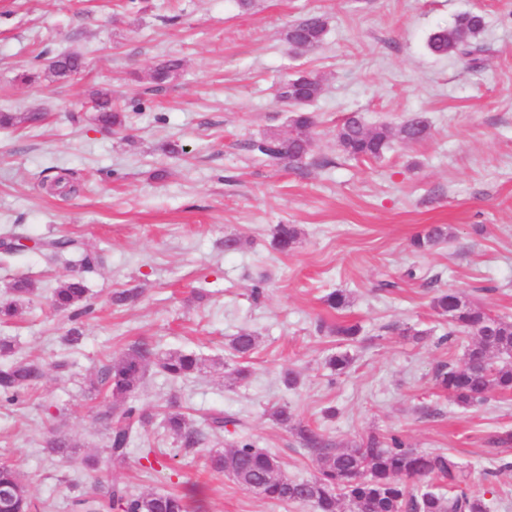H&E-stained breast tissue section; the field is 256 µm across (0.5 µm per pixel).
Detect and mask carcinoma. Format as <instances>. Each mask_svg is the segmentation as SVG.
<instances>
[{"label":"carcinoma","instance_id":"carcinoma-1","mask_svg":"<svg viewBox=\"0 0 512 512\" xmlns=\"http://www.w3.org/2000/svg\"><path fill=\"white\" fill-rule=\"evenodd\" d=\"M485 28V17L477 12L460 15L453 25L430 34L427 47L437 57H452L479 68L475 39ZM328 30L322 15H309L288 26L284 39L291 51L298 54L321 45ZM81 67L78 55L60 53L52 57L44 76L63 80ZM181 67L177 59L156 65L148 74L157 86L168 83ZM321 85L314 76L298 77L279 96L291 99L289 106L298 108L319 96ZM96 120L107 129H120L125 124L127 103L107 92L93 95ZM40 114L24 116L11 112L0 114V125L13 126L20 122L35 123ZM315 117L299 111L293 118L288 139L270 134L245 143V149L259 161L273 166L300 169L307 159L313 141ZM428 120L415 114L398 129L389 125L367 126L364 117L354 112L347 115L336 131V143L348 157L358 161L378 160L390 148L394 138L417 143L428 137ZM300 231L294 224H277L273 230V246L281 253L292 251ZM452 238L450 228L432 225L412 238L414 254L424 256L445 240ZM26 237L6 232L0 237V252L6 256L19 251L37 252L51 259L65 255L80 256L79 266L88 272L102 264L103 257L83 248L80 240L71 236L39 238L33 245ZM11 293L0 302V320L15 316L20 301L34 291V282L17 279L10 285ZM88 288L81 276L62 280L53 289V308L68 314L77 323L91 313L84 304ZM435 312L448 318V339L459 343L462 336L471 338L463 348L459 364L443 365L435 373V386L448 392L451 401L460 408L486 404L495 393H512V319L494 315L483 307L465 301L461 295L442 289L435 290L431 300ZM329 334L349 344L358 341L360 328L356 324L338 323ZM258 336L242 329L231 340L232 358L238 360L236 378L249 376L246 359L256 349ZM353 357L347 352L330 354L325 364L334 374L349 368ZM157 368L168 379L176 381L202 371L204 361L194 353L168 351L158 353L156 345L140 341L120 358L104 363L96 383L105 387L107 402L97 413V420L106 429L108 460L121 462L129 448L139 438L149 416L136 404L135 397L145 384L151 368ZM44 377L42 365L35 361L16 359L0 366V400L15 402ZM272 417L281 426L295 430L302 448L312 453L318 462L317 473L296 481L288 478L278 456L244 439L232 448L209 455L213 470L224 473L246 492L266 500L310 505L315 512H340V504L348 502L352 512H489V502L481 495L461 489L462 468L445 452H425L408 445L396 435L369 434L350 445L340 447L318 427L303 425L295 420L288 404L277 406ZM164 430L179 448H195L205 434L191 426L179 411L164 416ZM8 512H33L34 504L26 484L10 465L0 464V503ZM72 512H189L185 497L174 492L132 494L127 486L115 479L93 495H78L71 500Z\"/></svg>","mask_w":512,"mask_h":512}]
</instances>
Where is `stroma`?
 <instances>
[{"label":"stroma","mask_w":512,"mask_h":512,"mask_svg":"<svg viewBox=\"0 0 512 512\" xmlns=\"http://www.w3.org/2000/svg\"><path fill=\"white\" fill-rule=\"evenodd\" d=\"M467 12L486 20L476 70L427 49L434 30ZM309 13L324 15L328 32L297 56L284 32ZM62 51L83 59L68 80H19ZM170 58L181 62L176 78L150 84L151 68ZM302 72L322 82L309 106L312 150L301 169L268 166L243 143L288 134L277 88ZM97 89L132 99L125 128H98L88 104ZM1 112L44 119L0 127V230L69 233L104 258L84 275L93 312L73 345L71 321L51 304L73 266L29 251L0 261V299L14 279L35 283L0 324V340L45 375L23 401L0 402V462L19 472L37 512H69L73 496L115 477L137 495L180 493L190 512H313L260 499L206 465L211 452L251 439L289 478L312 477L314 456L271 417L284 403L342 446L373 432L451 454L464 488L488 495L491 512H512V448L486 451L490 435L512 431V394L462 409L435 389L437 369L459 363L462 348L441 341L448 324L431 307L434 289L406 275L431 271L437 287L512 317V0H253L247 9L235 0H0ZM349 112L393 127L420 113L430 135L394 139L378 160H351L334 138ZM64 170L76 192L47 193L43 181ZM278 224L300 230L290 253L272 246ZM432 224L453 238L415 257L411 238ZM228 236L240 239L238 251L225 252ZM125 288L139 299L113 305ZM334 290L348 294L344 310L326 306ZM341 321L359 324L361 341L334 376L324 360L341 349L328 333ZM404 327L425 336L403 337ZM243 328L259 345L241 382L229 343ZM142 340L205 359L182 381L150 373L136 398L153 415L142 442L171 455L151 470L137 450L108 462L96 419L105 394L89 388L102 364ZM290 369L299 375L292 389L282 384ZM173 399L198 428L214 412L233 422L199 447L176 448L160 417ZM329 406L336 415L327 419ZM54 434L76 454L50 453Z\"/></svg>","instance_id":"35a3bbf8"}]
</instances>
